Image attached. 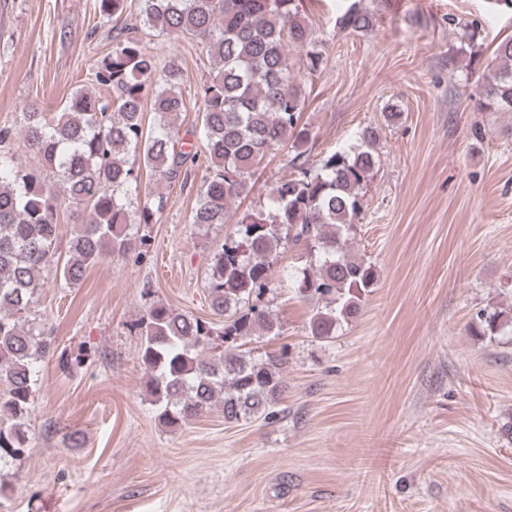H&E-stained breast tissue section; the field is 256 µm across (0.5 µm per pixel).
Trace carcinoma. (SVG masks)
<instances>
[{"mask_svg": "<svg viewBox=\"0 0 512 512\" xmlns=\"http://www.w3.org/2000/svg\"><path fill=\"white\" fill-rule=\"evenodd\" d=\"M135 10L143 28L197 41L216 74L196 93L204 153L184 148L175 119L187 111L181 71L161 62L132 29L118 24ZM111 24L112 50L96 61L89 81L108 91L73 90L58 112L33 102L23 112V145L38 159L22 166L11 152L13 130L0 128V463L26 453V421L37 392L39 363L54 340L35 307L49 279L79 284L89 266L124 256L149 239L134 228L153 224L169 195L142 188L148 174L187 183L205 156L191 223L230 224L213 251L206 282L215 319L204 320L161 301L130 323L140 336L137 357L157 417L180 427L213 408L224 422L270 420L287 389L288 350L242 351L237 340L279 336L283 324L264 299L273 287V260L286 247L299 251L288 280L297 294L323 303L308 322L327 340L356 318L378 283L372 262L353 254L354 220L363 190L380 164L381 129L366 126L356 144L312 160L315 139L301 123L306 91L293 79L288 49L301 54L310 75L324 56L305 20L303 0H96ZM377 14L350 0L336 26L352 33L374 27ZM495 69L482 81L475 108L512 112V37L492 53ZM156 121L145 124V110ZM288 157L291 173L275 182L268 204L229 223L249 191L250 171L273 151ZM139 203H134V200ZM72 213L65 259H56L60 211ZM512 327L502 312L482 309L477 333Z\"/></svg>", "mask_w": 512, "mask_h": 512, "instance_id": "carcinoma-1", "label": "carcinoma"}]
</instances>
